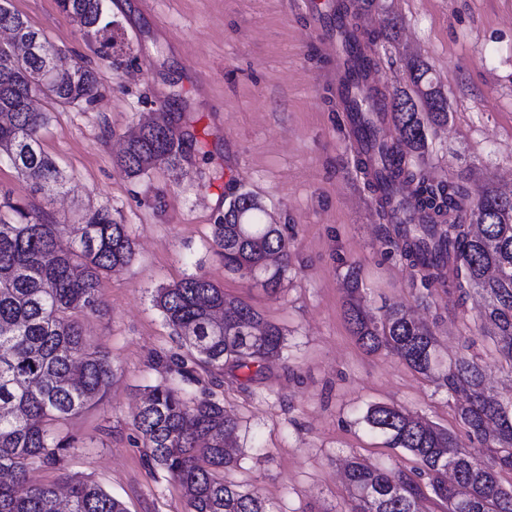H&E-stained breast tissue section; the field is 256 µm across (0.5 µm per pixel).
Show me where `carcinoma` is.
Masks as SVG:
<instances>
[{
  "instance_id": "1",
  "label": "carcinoma",
  "mask_w": 512,
  "mask_h": 512,
  "mask_svg": "<svg viewBox=\"0 0 512 512\" xmlns=\"http://www.w3.org/2000/svg\"><path fill=\"white\" fill-rule=\"evenodd\" d=\"M58 2L95 38L99 55L115 61L127 55L106 0ZM335 15L356 49L346 93L356 119L358 165L380 216L393 226L384 245L418 269L423 287L446 288L462 299L472 291L480 294L484 328L500 357L512 364V196L473 189L462 179L436 181L410 168L408 157L425 149L428 126L448 123V98L434 88L429 68L420 62L410 71L422 102L404 91L387 96L368 89L362 73L377 65L376 42L358 49L354 16L344 0L336 2ZM0 29L13 35L0 42V155L33 192L50 195L63 188L64 179L41 147L46 115L31 108V99L40 94L61 104H91L98 79L83 60L34 45L43 34L5 0ZM18 41L32 50L18 54ZM382 113L393 127L388 137L380 135L374 120ZM195 143L163 112L129 138L117 163L133 177L159 163L181 170ZM263 214L254 195L239 193L224 206L214 238L227 271L274 295L288 271L291 242L282 226L264 221ZM83 220L78 239L63 249L61 225L7 195L0 201V473L10 476L0 481V512H128L101 485L79 477H65L63 509L56 485L28 481L32 468L61 462L72 443L57 426L102 401L112 379L110 358L89 346L75 316L97 311L102 276L128 266L135 243L107 208ZM348 282L346 319L361 346L394 356L463 395L458 416L469 435L487 444L484 455H473L448 430L373 405L364 416L369 429L411 453L419 467L406 472L351 463L345 470L351 512H422L427 489L443 512H512V485L501 481V473H512V400L490 391L484 365L472 357L463 354L441 366L428 323L395 305L379 317L368 314L357 299L354 267ZM153 302L196 364L249 375L283 356L281 329L250 305L226 297L203 274L156 289ZM132 425L148 461L184 489L189 512H271L256 491L224 479V471L237 465L239 422L212 394L190 398L174 383L149 386Z\"/></svg>"
}]
</instances>
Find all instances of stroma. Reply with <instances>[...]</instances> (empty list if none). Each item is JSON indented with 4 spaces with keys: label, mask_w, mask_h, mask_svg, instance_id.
I'll use <instances>...</instances> for the list:
<instances>
[{
    "label": "stroma",
    "mask_w": 512,
    "mask_h": 512,
    "mask_svg": "<svg viewBox=\"0 0 512 512\" xmlns=\"http://www.w3.org/2000/svg\"><path fill=\"white\" fill-rule=\"evenodd\" d=\"M108 0L129 61L100 57L58 0H10L49 41L83 58L101 95L90 106L38 97L48 116L46 154L61 193L32 192L6 158L0 190L31 212L76 228L108 207L136 244L132 263L103 275L97 312L80 315L91 347L108 353L104 403L68 419L74 438L60 465L30 470L31 483L75 475L106 488L129 512H187L179 484L146 464L132 419L146 387L171 381L166 365L186 349L151 301L155 288L205 274L285 335V357L253 381L196 367L192 394L208 391L237 418L239 462L226 480L255 489L272 512H348L351 459L404 470L416 460L388 447L363 421L386 403L448 428L474 454L454 398L395 357L366 353L345 319L347 273H360L363 306L404 305L428 321L441 358L467 351L500 398L512 367L481 327V300L427 289L417 270L386 253L390 224L377 212L336 107L329 21L336 0ZM361 34L380 32L379 89L411 90L408 65L425 63L448 98L447 125L430 130L414 170L512 192V0H349ZM200 142L184 173L159 165L139 177L116 163L127 135L160 108ZM258 198L292 244L288 274L268 295L224 269L213 226L233 194Z\"/></svg>",
    "instance_id": "35a3bbf8"
}]
</instances>
